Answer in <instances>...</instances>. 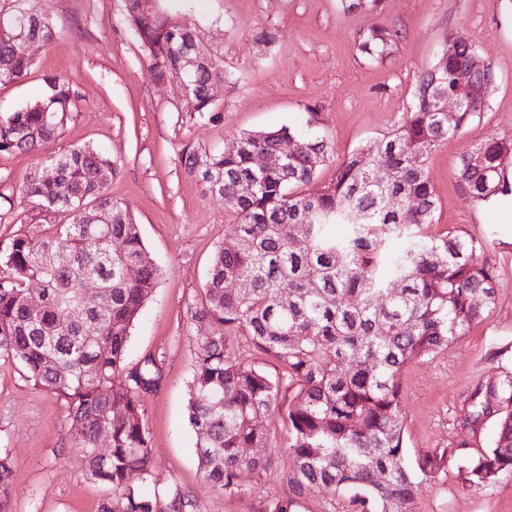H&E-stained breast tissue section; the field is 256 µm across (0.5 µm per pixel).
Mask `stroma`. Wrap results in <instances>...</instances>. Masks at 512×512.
Masks as SVG:
<instances>
[{
  "label": "stroma",
  "instance_id": "35a3bbf8",
  "mask_svg": "<svg viewBox=\"0 0 512 512\" xmlns=\"http://www.w3.org/2000/svg\"><path fill=\"white\" fill-rule=\"evenodd\" d=\"M350 0H158L171 18L190 27L201 51L216 60L218 120L188 111L174 78H158L125 20V0H34L56 36L31 47L34 64L19 82L0 85V113L41 98L55 75L76 92V107L57 138L36 153L0 154V251L18 237L47 238L67 223L24 197L46 157L93 145L118 166L112 196L138 224L161 270L159 283L131 329L126 365L154 357L163 371L141 405L155 469L139 484L150 496L179 486L192 512H260L285 495L287 434L273 423L261 456L271 469L233 494L214 491L195 455L187 425L196 339L193 321L215 250L236 243L234 214L223 198L205 194L183 165L186 150L223 147L248 131L310 125L329 157L311 190L331 182L348 154L386 138L404 121L422 74L440 55L450 32L462 31L490 66L493 79L483 110L429 156L427 169L438 209L435 232L459 230L481 241L495 273L496 300L484 319L447 351L411 362L402 380L403 440L408 455L490 447L496 415L468 421L478 386L512 372V201L478 203L457 179L462 155L490 137L512 138V0H379L353 9ZM382 27L394 40L382 58L364 57L358 44ZM272 32V44L257 41ZM0 454L13 462L10 512H101L123 503L109 488L79 474L62 401L9 360H0ZM413 512H512V477L485 486L462 482L456 462L438 480L419 482Z\"/></svg>",
  "mask_w": 512,
  "mask_h": 512
}]
</instances>
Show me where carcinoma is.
<instances>
[{
    "instance_id": "1",
    "label": "carcinoma",
    "mask_w": 512,
    "mask_h": 512,
    "mask_svg": "<svg viewBox=\"0 0 512 512\" xmlns=\"http://www.w3.org/2000/svg\"><path fill=\"white\" fill-rule=\"evenodd\" d=\"M0 8V84L21 80L33 62L15 50L17 38L54 37L51 20L30 0ZM125 19L147 50L158 78L173 75L195 34L161 11L145 19L139 0H126ZM448 39L460 52L437 60L419 81L406 118L387 139L348 155L329 185L300 191L327 157L324 141L282 126L250 131L222 150H188L184 166L207 193L236 200V233L245 242L218 248L192 317L209 327L197 337L188 424L207 482L238 491L245 476L271 468L246 448L270 442L269 423L288 430L289 493L263 512H297L299 499L318 493L342 512H411L415 480L445 472V452L410 459L403 443L402 375L415 359L455 345L494 304V274L481 243L429 231L437 200L426 162L455 131L434 115L439 91H454L455 68L478 53L461 33ZM392 34L373 28L359 42L369 58L383 56ZM219 78L211 61L187 80L193 111L213 117L209 85ZM48 92L0 115V154L33 153L51 141L74 111L72 86L46 78ZM301 149L280 168L253 169L252 156L272 154L284 139ZM59 178L32 177L22 193L45 213L63 211L69 223L47 239L16 238L0 253V357L21 365L35 385L63 401L83 475L122 496L125 512H189L192 502L173 485L144 497L136 484L153 474L149 432L140 395L157 387L162 370L149 356L124 365L130 330L158 285L160 270L138 224L112 199L96 172L112 160L85 145L48 157ZM458 179L477 202L512 195V139L492 137L462 156ZM111 212L108 225L85 223L81 206ZM403 240L400 250L392 238ZM138 276L125 278L121 266ZM241 283L233 288L231 284ZM402 285L397 297L388 286ZM90 283L102 306L88 310ZM35 295L39 306L29 307ZM243 337L282 371L272 376L237 357L229 342ZM471 423L499 415L494 445L458 468L472 486L512 476V373L472 394ZM109 425L110 442L95 447ZM8 457L0 456V512L13 487Z\"/></svg>"
}]
</instances>
